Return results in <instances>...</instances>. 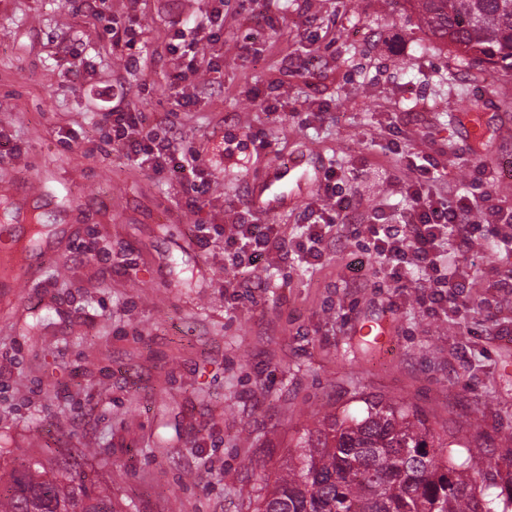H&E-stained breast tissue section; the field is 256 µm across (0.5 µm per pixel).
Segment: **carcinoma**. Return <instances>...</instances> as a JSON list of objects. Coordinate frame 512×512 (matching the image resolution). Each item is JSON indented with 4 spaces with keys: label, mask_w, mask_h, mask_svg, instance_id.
Here are the masks:
<instances>
[{
    "label": "carcinoma",
    "mask_w": 512,
    "mask_h": 512,
    "mask_svg": "<svg viewBox=\"0 0 512 512\" xmlns=\"http://www.w3.org/2000/svg\"><path fill=\"white\" fill-rule=\"evenodd\" d=\"M417 25L478 64L512 73V0H390ZM363 415L328 414L299 437L288 462L265 481L254 512H512V464L491 467L484 450L454 456L413 406L364 399ZM499 489L488 499L485 490ZM0 512H113L100 482L77 468L10 473Z\"/></svg>",
    "instance_id": "carcinoma-1"
}]
</instances>
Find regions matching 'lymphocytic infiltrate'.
<instances>
[{
  "instance_id": "1",
  "label": "lymphocytic infiltrate",
  "mask_w": 512,
  "mask_h": 512,
  "mask_svg": "<svg viewBox=\"0 0 512 512\" xmlns=\"http://www.w3.org/2000/svg\"><path fill=\"white\" fill-rule=\"evenodd\" d=\"M223 24V8L215 6L206 20L195 26L191 39L171 45V53L185 60L172 76L173 87H180L198 74L201 61L195 54L196 47L200 40L211 37L214 27ZM100 121L111 128L116 140L129 146L131 159H143L159 173L169 170L170 166H177L187 190L200 192L196 157L178 154L173 142L161 136L156 126L147 124L137 113L125 110L118 103L105 109ZM416 170L417 178L407 186L413 206L405 222L373 224L369 233L393 281H402L408 267H419L427 287L431 289V302L455 312L460 308L457 292L460 272L449 266L443 253V241L447 239L449 230L464 228L467 239L471 240L477 232L485 229L512 251V214L502 215L498 208L489 205L483 194L463 196L456 204H448L424 188L425 180L434 181L440 176L435 163L425 160L417 165ZM475 212L479 213V220L466 222V215ZM285 250L286 238L281 225L241 221L224 228V257L231 267L252 268L272 253Z\"/></svg>"
}]
</instances>
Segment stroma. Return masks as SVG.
<instances>
[{"label":"stroma","instance_id":"obj_1","mask_svg":"<svg viewBox=\"0 0 512 512\" xmlns=\"http://www.w3.org/2000/svg\"><path fill=\"white\" fill-rule=\"evenodd\" d=\"M211 5L0 0V232L33 256L27 287L0 293V470L90 448L116 512H253L297 439L367 396L416 406L455 432V453L506 467L512 294L497 282L512 255L451 239L465 307L439 319L420 272L389 278L368 227L403 222L407 160L423 154L447 174L432 191L512 210V105L497 94L512 77L386 0H224L197 48L213 71L172 88L168 45ZM111 16L135 27L133 48L103 28ZM111 91L198 154L204 193L128 159L99 122ZM467 112L485 113L483 142ZM331 169L352 206L320 261L226 266L215 226L296 239ZM265 188L282 197L271 212L253 205Z\"/></svg>","mask_w":512,"mask_h":512}]
</instances>
